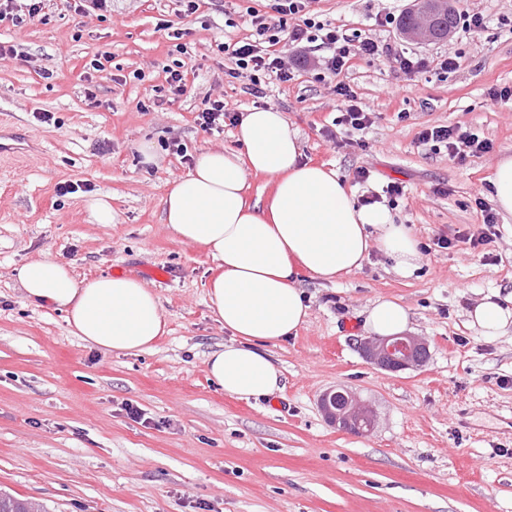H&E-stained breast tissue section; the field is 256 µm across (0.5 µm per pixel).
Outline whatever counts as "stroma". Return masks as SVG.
Returning <instances> with one entry per match:
<instances>
[{
  "label": "stroma",
  "instance_id": "obj_1",
  "mask_svg": "<svg viewBox=\"0 0 512 512\" xmlns=\"http://www.w3.org/2000/svg\"><path fill=\"white\" fill-rule=\"evenodd\" d=\"M272 0H112L110 15L82 0H45L21 23H0V491L46 512H512V328L485 336L470 326L479 300L512 297V218H498L485 249L476 198H489L495 162L512 154V104L490 89L512 86V0H459L479 13L478 32L412 45L429 57L456 56L444 73L399 70L390 59L352 58L337 79L297 66L262 79L263 97L219 43L248 36L250 13L269 22ZM408 0H314L320 20L348 35L398 44ZM176 23L180 40L167 36ZM102 57L104 70L84 65ZM187 71L184 95H170L165 71ZM145 80L133 79L134 71ZM349 85L374 123H336L337 83ZM245 112L271 104L299 133L305 159L333 168L357 195L404 186L390 207L419 242L421 263L396 275L383 253L337 283L304 278L309 317L297 335L267 351L283 388L261 400L224 394L206 360L229 338L208 308L214 263L175 239L163 222L172 181L200 150L234 147V126L207 133L195 122L203 98ZM51 113L48 122L39 113ZM461 125L491 141L489 152L449 161L419 145L429 126ZM156 161L144 164L141 143ZM180 143L186 156L173 154ZM368 181L356 178L360 168ZM81 189L58 195L63 182ZM112 199V221L95 223L88 195ZM452 239L450 248L437 246ZM51 255L77 279L142 278L158 296L168 331L152 351L101 352L70 333L62 312L30 303L13 277ZM144 278V277H143ZM379 298L404 304L411 331L429 344L426 363L398 372L358 348L365 311ZM348 389L374 408L358 436L325 418L320 396ZM139 417L128 414V407Z\"/></svg>",
  "mask_w": 512,
  "mask_h": 512
}]
</instances>
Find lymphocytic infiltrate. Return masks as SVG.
<instances>
[{"instance_id": "1", "label": "lymphocytic infiltrate", "mask_w": 512, "mask_h": 512, "mask_svg": "<svg viewBox=\"0 0 512 512\" xmlns=\"http://www.w3.org/2000/svg\"><path fill=\"white\" fill-rule=\"evenodd\" d=\"M311 3L312 0H274L277 23H268L265 16L253 14L251 34L237 41L221 43L220 51L234 60L238 70L248 72L256 85L260 84L262 77L271 74L282 82L290 80L291 72L278 49L284 40L295 47L304 43H321L330 51L321 62V70L334 76L339 75L348 60L356 56L372 59L391 57L400 69L409 73L432 66L445 72L459 65L454 57L442 56L433 63L414 53L393 49L390 44L370 36H349L343 29L316 20L311 14ZM418 142L436 152L446 151L452 161L488 152L492 147L488 139L457 125L425 128L419 133Z\"/></svg>"}]
</instances>
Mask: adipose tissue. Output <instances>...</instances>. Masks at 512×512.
I'll return each mask as SVG.
<instances>
[{
	"instance_id": "ef3b65f1",
	"label": "adipose tissue",
	"mask_w": 512,
	"mask_h": 512,
	"mask_svg": "<svg viewBox=\"0 0 512 512\" xmlns=\"http://www.w3.org/2000/svg\"><path fill=\"white\" fill-rule=\"evenodd\" d=\"M235 138L237 148L200 151L191 170L172 182L163 222L180 242L204 247L215 264L208 307L229 340L209 354L208 372L226 395L249 400L282 387L265 346L306 324L301 276L337 282L377 250L407 278L421 254L410 228L385 203L361 204L334 169L304 160L297 130L275 107L243 113ZM250 172L267 177L268 199H249ZM13 275L28 300L63 312L72 334L101 351L144 353L166 331L158 296L137 278L80 281L47 254ZM365 314L364 326L376 336L410 328L407 308L391 299H377Z\"/></svg>"
}]
</instances>
